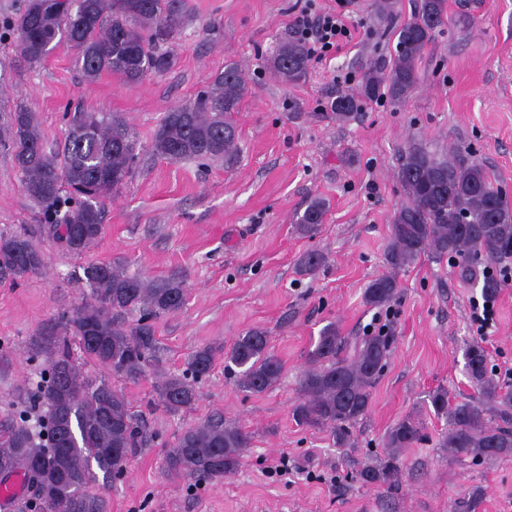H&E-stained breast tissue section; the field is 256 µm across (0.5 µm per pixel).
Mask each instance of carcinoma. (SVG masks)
<instances>
[{
    "label": "carcinoma",
    "mask_w": 512,
    "mask_h": 512,
    "mask_svg": "<svg viewBox=\"0 0 512 512\" xmlns=\"http://www.w3.org/2000/svg\"><path fill=\"white\" fill-rule=\"evenodd\" d=\"M447 19V0H420L414 15L397 33L389 60L373 67L355 92L336 89L329 107L347 119L364 103L381 97L404 103L417 88V63L425 47ZM183 18L174 0H27L16 29L21 53L41 63L62 41L75 50V65L94 80L111 73L128 82L149 73L168 71L173 43ZM309 54L296 37L279 44L271 66L290 82L306 77ZM248 92L242 70L224 66L207 88L172 109L161 120L152 152L169 160L234 159L237 131L232 119ZM0 135L23 176L26 196L38 207L47 237L79 255L103 230L99 200L117 193L130 177L138 155L137 139L128 124L108 112H77L71 119L61 152H46L32 112L21 103L0 116ZM398 181L406 201L396 212L386 262L391 272L369 283L366 305L381 308L393 302L399 288L396 272L424 255L453 260L458 276L482 280L485 297H494L501 283L487 270L512 256V207L500 197V185L475 159L453 153L439 158L422 146L401 157ZM326 203L312 201L297 216L299 232L314 237L323 224ZM323 256L306 253L300 271L315 273ZM45 257L24 233H0V281L36 275ZM88 298L64 323L65 336H37L32 357L46 356L29 397L30 408L47 415L41 431L32 434L27 418L0 429V482L15 474L33 483L36 504L27 512H109V499L98 481L114 483L127 472L135 449L146 436L125 393L107 378H87L76 363L67 337L77 340L84 358L93 360L124 381L135 383L159 366L154 321L185 305L182 282L145 279L118 264L84 267ZM394 337L378 331L350 340L328 324L308 352V368L300 379V397L292 410L297 425L326 430L334 446L352 444V427L367 413L371 388L392 353ZM219 348L203 345L193 351L181 376L165 375L155 386L149 408L178 413L197 400V384L211 370ZM240 390L261 394L277 384L282 364L269 349L267 331L253 327L226 352ZM466 372L478 396L450 403L448 391L430 396L434 414L446 422L440 447L453 456L478 460L512 457V389L490 376L487 354L479 342L465 348ZM423 437V424L412 415L387 432V456L361 468L365 485H392L401 474L400 450ZM251 434L217 418L184 428L163 458L175 480L222 482L241 465ZM102 479H97V472Z\"/></svg>",
    "instance_id": "carcinoma-1"
}]
</instances>
